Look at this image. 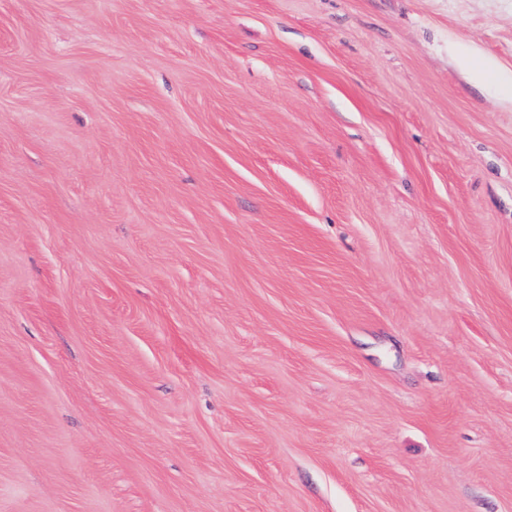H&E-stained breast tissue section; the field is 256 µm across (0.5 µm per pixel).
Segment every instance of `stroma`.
I'll return each instance as SVG.
<instances>
[{
	"label": "stroma",
	"instance_id": "1",
	"mask_svg": "<svg viewBox=\"0 0 512 512\" xmlns=\"http://www.w3.org/2000/svg\"><path fill=\"white\" fill-rule=\"evenodd\" d=\"M0 512H512V0H0Z\"/></svg>",
	"mask_w": 512,
	"mask_h": 512
}]
</instances>
